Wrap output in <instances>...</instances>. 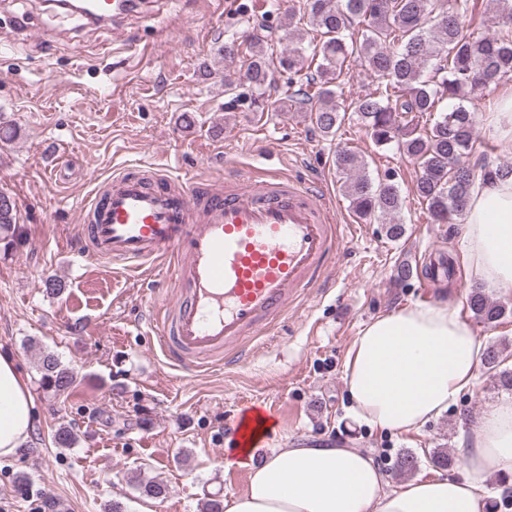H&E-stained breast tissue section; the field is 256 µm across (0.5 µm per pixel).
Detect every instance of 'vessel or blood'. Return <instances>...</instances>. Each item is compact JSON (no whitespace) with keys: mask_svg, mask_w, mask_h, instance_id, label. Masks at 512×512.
Masks as SVG:
<instances>
[{"mask_svg":"<svg viewBox=\"0 0 512 512\" xmlns=\"http://www.w3.org/2000/svg\"><path fill=\"white\" fill-rule=\"evenodd\" d=\"M148 0H82L79 13L120 31L160 19ZM325 186L272 172L209 187L151 167L124 169L87 208L89 261L107 260L147 279L170 269L177 302L151 326L170 366L191 373L230 368L252 355L302 294L332 288L330 270L348 239ZM260 407L227 424L235 446L260 447Z\"/></svg>","mask_w":512,"mask_h":512,"instance_id":"vessel-or-blood-1","label":"vessel or blood"}]
</instances>
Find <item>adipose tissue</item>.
Listing matches in <instances>:
<instances>
[{
	"mask_svg": "<svg viewBox=\"0 0 512 512\" xmlns=\"http://www.w3.org/2000/svg\"><path fill=\"white\" fill-rule=\"evenodd\" d=\"M462 228L476 282L512 287V178L475 180ZM483 349L445 303L376 316L353 340L345 382L358 420L387 432L420 430L473 386ZM34 397L0 354V458L15 456L35 426ZM458 476L394 482L348 443L286 442L252 469L224 512H487L490 477H512V396L472 423Z\"/></svg>",
	"mask_w": 512,
	"mask_h": 512,
	"instance_id": "1",
	"label": "adipose tissue"
}]
</instances>
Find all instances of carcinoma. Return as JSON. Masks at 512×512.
Segmentation results:
<instances>
[{
    "mask_svg": "<svg viewBox=\"0 0 512 512\" xmlns=\"http://www.w3.org/2000/svg\"><path fill=\"white\" fill-rule=\"evenodd\" d=\"M492 2L486 17L478 11V0H301L285 34L288 50L278 59V66L299 83L298 92L315 101L309 120L323 136L335 137L351 112L377 145L396 148L417 166L413 193L434 224L461 222L475 178L512 176V165L471 162L477 142L475 116L462 104L512 81V0ZM305 19L317 33L306 46L298 26ZM255 29L241 43L224 44L221 52L234 56L246 46L245 72L237 78L224 76V92L247 82L257 104L270 62L263 26ZM354 67L376 87L348 102L343 85ZM444 100L452 103L448 111L420 125L419 116L437 111ZM336 167L345 175L342 188L352 210L365 221L387 218V238L400 239L405 229L397 216L404 200L395 174L371 176L363 157L347 148L336 150ZM14 211L15 203L1 192V232L15 228ZM467 306L485 324L507 312L478 285L471 288ZM501 363V348L488 345L485 368L512 390V372L500 369ZM39 373L40 388L55 395L76 382L74 371L52 353L43 356ZM166 491V485L155 480L138 486L147 498H160Z\"/></svg>",
    "mask_w": 512,
    "mask_h": 512,
    "instance_id": "cac0c4a2",
    "label": "carcinoma"
}]
</instances>
